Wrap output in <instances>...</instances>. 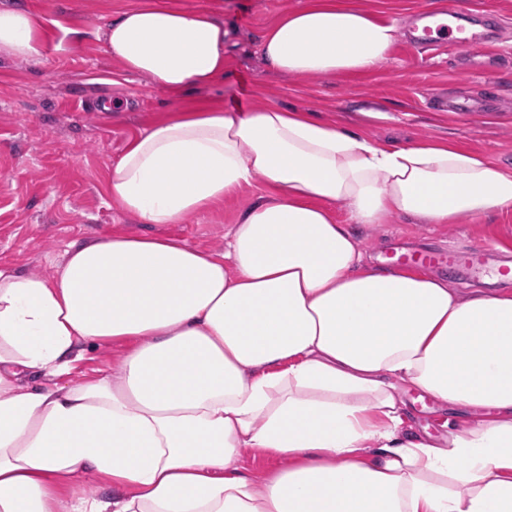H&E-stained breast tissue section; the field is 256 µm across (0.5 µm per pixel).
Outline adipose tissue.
<instances>
[{
	"label": "adipose tissue",
	"instance_id": "ef3b65f1",
	"mask_svg": "<svg viewBox=\"0 0 512 512\" xmlns=\"http://www.w3.org/2000/svg\"><path fill=\"white\" fill-rule=\"evenodd\" d=\"M395 33L309 0L260 50L283 73H360ZM104 38L174 95L224 76L206 13L148 0ZM44 51L41 18L0 0V55ZM255 182L223 251L115 231L69 244L48 277L0 267V512H512V290L463 298L368 268L334 212L455 224L512 210V170L445 143L384 148L300 109L201 108L133 136L106 187L140 223L181 224ZM111 344V371L70 382L84 347ZM403 384L486 417L407 434ZM247 448L280 468L245 472ZM84 475L111 497L63 495Z\"/></svg>",
	"mask_w": 512,
	"mask_h": 512
}]
</instances>
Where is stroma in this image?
Returning a JSON list of instances; mask_svg holds the SVG:
<instances>
[{"mask_svg": "<svg viewBox=\"0 0 512 512\" xmlns=\"http://www.w3.org/2000/svg\"><path fill=\"white\" fill-rule=\"evenodd\" d=\"M45 21L47 50L35 59L0 57V266L51 275L67 245L119 228L165 235L220 250L231 224L259 194L246 186L182 224H142L107 193L106 176L128 140L181 108L217 104L228 112L278 105L311 112L385 147L443 139L512 169V0H467L496 37L499 58L489 71H461L446 45L417 43L412 32L423 11H443L449 0H344L397 28L395 42L371 71L293 76L273 71L259 53L264 31L308 0H168L211 14L224 25L228 72L208 88L182 96L154 81L124 74L102 33L123 10L144 0H17ZM83 30L73 40L68 29ZM114 98L124 110L97 112ZM483 99L487 112H443V99ZM375 269L394 248L436 251L449 246L489 249L494 261L512 251V210L457 224H415L390 215L380 224H354L336 205ZM412 432L440 435L445 411L405 391Z\"/></svg>", "mask_w": 512, "mask_h": 512, "instance_id": "obj_1", "label": "stroma"}]
</instances>
